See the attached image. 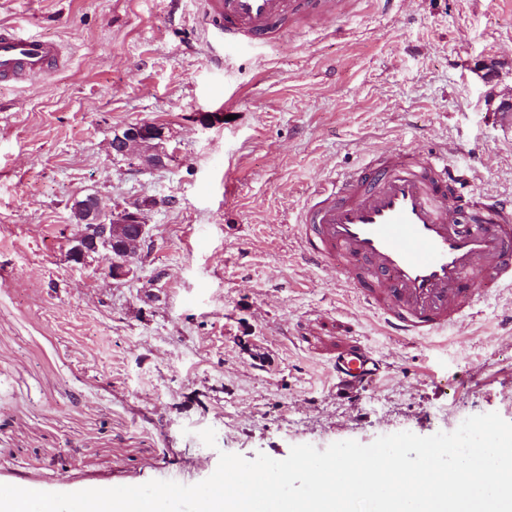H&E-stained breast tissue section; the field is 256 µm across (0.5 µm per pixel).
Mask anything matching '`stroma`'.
Returning a JSON list of instances; mask_svg holds the SVG:
<instances>
[{
  "label": "stroma",
  "instance_id": "1",
  "mask_svg": "<svg viewBox=\"0 0 512 512\" xmlns=\"http://www.w3.org/2000/svg\"><path fill=\"white\" fill-rule=\"evenodd\" d=\"M9 23L62 59L0 85V484L193 485L223 452L512 422V289L406 343L301 259L295 223L319 182L380 151H447L463 193L512 196L494 114L512 0H366L220 70L197 0H0ZM142 121L163 127L165 167L114 160L113 134ZM89 193L157 200L134 279L70 260ZM350 341L382 367L348 397L330 362Z\"/></svg>",
  "mask_w": 512,
  "mask_h": 512
}]
</instances>
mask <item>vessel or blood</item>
Segmentation results:
<instances>
[{
    "label": "vessel or blood",
    "mask_w": 512,
    "mask_h": 512,
    "mask_svg": "<svg viewBox=\"0 0 512 512\" xmlns=\"http://www.w3.org/2000/svg\"><path fill=\"white\" fill-rule=\"evenodd\" d=\"M357 0H201L225 52L276 43L286 30L342 20ZM54 41L0 28V83L44 77ZM444 153H380L318 187L297 220L302 257L335 269L389 335L413 342L476 317L490 286L512 288V199L459 195ZM339 383L366 386L376 360L353 347L333 367Z\"/></svg>",
    "instance_id": "obj_1"
}]
</instances>
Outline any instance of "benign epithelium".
Returning a JSON list of instances; mask_svg holds the SVG:
<instances>
[{"instance_id": "1", "label": "benign epithelium", "mask_w": 512, "mask_h": 512, "mask_svg": "<svg viewBox=\"0 0 512 512\" xmlns=\"http://www.w3.org/2000/svg\"><path fill=\"white\" fill-rule=\"evenodd\" d=\"M123 149L118 156L129 166L157 169L165 166L169 158L164 130L153 123H136L118 134ZM156 204L139 200L114 212L100 206L80 205L84 224L71 240L70 258L83 264L88 259L105 257L104 274L114 280H127L137 274L138 247L148 234L147 210ZM105 228L100 238H90L86 225Z\"/></svg>"}]
</instances>
